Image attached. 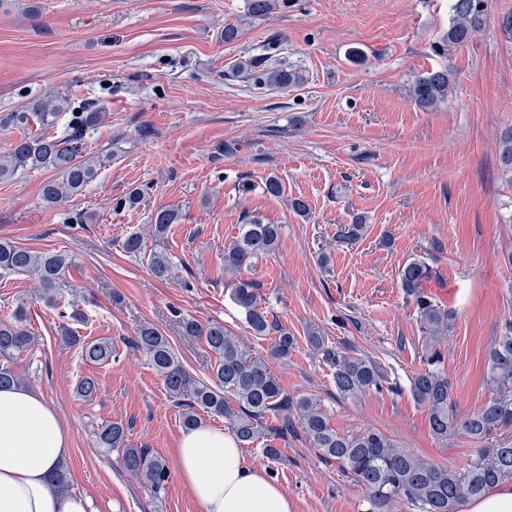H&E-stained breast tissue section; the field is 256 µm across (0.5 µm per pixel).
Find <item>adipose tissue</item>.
I'll use <instances>...</instances> for the list:
<instances>
[{
	"label": "adipose tissue",
	"instance_id": "adipose-tissue-1",
	"mask_svg": "<svg viewBox=\"0 0 512 512\" xmlns=\"http://www.w3.org/2000/svg\"><path fill=\"white\" fill-rule=\"evenodd\" d=\"M70 441L51 405L21 386L0 389V512H89L91 503L58 492L51 472ZM178 476L203 512H293L264 466L246 462L233 435L200 425L183 431Z\"/></svg>",
	"mask_w": 512,
	"mask_h": 512
}]
</instances>
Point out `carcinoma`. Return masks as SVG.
I'll return each mask as SVG.
<instances>
[{
  "label": "carcinoma",
  "instance_id": "cac0c4a2",
  "mask_svg": "<svg viewBox=\"0 0 512 512\" xmlns=\"http://www.w3.org/2000/svg\"><path fill=\"white\" fill-rule=\"evenodd\" d=\"M286 4L288 0H248L246 17L262 19ZM449 9L452 21L441 38L444 47L452 49L468 43L486 25L487 0H450ZM240 69L252 74L257 85L285 88L302 80L293 69L263 68L259 63L249 62ZM452 89L451 73L444 67L419 77L413 96L420 107L427 109L445 101ZM67 110L70 118L63 133L23 136L0 154V182L12 179L20 170L52 169L60 174L58 179L42 185L41 199L48 207L82 193L102 166L112 160L110 153L97 157L82 153L87 135L99 121L100 106L92 102L73 106L68 95L59 93L50 100L34 99L0 119V125L25 127L35 117L42 126L50 128L56 116ZM499 142L500 171L512 182V125L501 129ZM178 219L175 210L157 208L151 215L155 241H161ZM280 229V225L265 224L258 218L241 225L240 236L229 248V262L237 268L250 266L272 253L278 246ZM122 248L133 257L148 256L155 277L169 279L173 276L171 257L162 250L147 251V242L140 234H128ZM74 269L75 258L67 250L36 252L0 241V272L32 276L41 288V299L49 305L61 300L64 285L68 284ZM430 275L431 267L418 257L407 261L399 271L401 287L414 298L421 331L430 338L425 346L424 368L409 380L410 392L416 403L426 408L433 435L446 440L461 433L480 442L493 430L512 423V319L507 320L503 333L486 355V378L491 396L473 411L458 414L452 402L454 382L445 368V352L441 349L442 340L454 327L455 315L435 304L422 291V284ZM231 295L254 335L277 333L271 356L288 357L295 348V336L268 319L259 285L240 278L232 285ZM24 321L22 304L11 318L0 320V387L19 383L13 369L14 359L35 343ZM180 332L204 340L215 355L209 381L194 380L168 339L150 324L140 327L133 345L149 356L168 394L178 401L185 400L182 412L185 428L199 425L203 411L232 421L234 434L243 445L259 439L269 419L278 421L275 430L282 435L298 428L326 460L336 463L344 476L365 490L366 512H458L465 500L477 498L500 481L512 478V446L482 448L479 460L460 472L416 455L374 428L351 434L338 433L331 427L328 412L318 398L286 393L269 364L259 356H252L250 347L224 325H203L184 318L180 321ZM64 340L81 345V353L88 361L112 359L109 341L86 342L68 330ZM307 341L333 370V382L340 398L354 401L373 389L398 390L397 383L388 381L377 362L351 352L346 345L330 344L318 329L308 330ZM96 438L99 447L121 451L124 469L138 478L150 493L157 497L165 490L166 461L147 448L128 444L123 424H101Z\"/></svg>",
  "mask_w": 512,
  "mask_h": 512
}]
</instances>
